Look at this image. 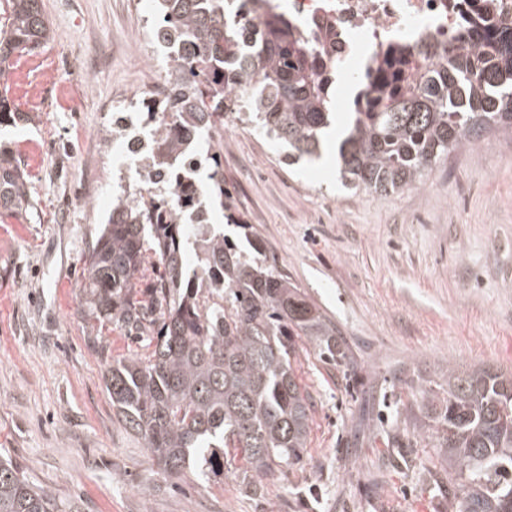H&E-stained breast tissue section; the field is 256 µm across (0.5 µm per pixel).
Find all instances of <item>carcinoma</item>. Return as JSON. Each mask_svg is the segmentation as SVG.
<instances>
[{
  "label": "carcinoma",
  "instance_id": "cac0c4a2",
  "mask_svg": "<svg viewBox=\"0 0 512 512\" xmlns=\"http://www.w3.org/2000/svg\"><path fill=\"white\" fill-rule=\"evenodd\" d=\"M155 0L152 29L167 51L162 98L131 104L137 112H171L174 124L152 126L151 161L170 165L183 134H208L201 152L209 172L181 188L185 203L224 207L217 138L224 118L251 124L288 145V164L320 156L331 125L328 104L336 56L313 47L288 18L249 14L264 0ZM471 48L448 60L411 65L387 52L336 148V167L351 190L387 195L423 184L432 167L484 132L512 129V23L479 22L493 0H470ZM11 24L0 35L2 64L32 55L48 38L42 0H10ZM0 201L21 206L25 181L0 165ZM195 267L187 271L186 256ZM81 314L108 330L143 338L144 352L105 355V387L124 424L166 472L190 459L211 466L232 449L255 477L299 458L310 429L309 395L291 358L295 338L344 364L336 327L267 261L260 243L242 251L213 225L185 224L167 193L147 186L119 191L85 256ZM149 278L142 288L140 283ZM424 432L448 463L449 512H512V371L448 365L445 385L420 391ZM0 512H67L10 459L0 460Z\"/></svg>",
  "mask_w": 512,
  "mask_h": 512
}]
</instances>
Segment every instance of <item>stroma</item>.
Listing matches in <instances>:
<instances>
[{
  "label": "stroma",
  "mask_w": 512,
  "mask_h": 512,
  "mask_svg": "<svg viewBox=\"0 0 512 512\" xmlns=\"http://www.w3.org/2000/svg\"><path fill=\"white\" fill-rule=\"evenodd\" d=\"M46 45L14 60L0 95V155L28 201L0 206V455L75 512H448V466L413 425L417 387L448 365L512 369V131L486 134L434 166L425 186L353 193L333 148L288 164L285 146L226 132L230 210L210 221L269 260L336 325L346 365L306 339L292 361L311 398L299 463L243 482L168 476L118 416L101 340L80 318L84 259L112 207L123 164L102 134L145 97L166 51L146 53L153 12L138 0H43Z\"/></svg>",
  "instance_id": "1"
}]
</instances>
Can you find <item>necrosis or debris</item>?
<instances>
[{
	"label": "necrosis or debris",
	"instance_id": "necrosis-or-debris-1",
	"mask_svg": "<svg viewBox=\"0 0 512 512\" xmlns=\"http://www.w3.org/2000/svg\"><path fill=\"white\" fill-rule=\"evenodd\" d=\"M466 0H288V18L309 43H321L325 28L336 33L339 66L369 69L388 49L409 53L420 45L430 48V60L447 58L449 49L469 46L462 19ZM123 131L118 145L133 159L126 182H140L141 167L149 161L150 142L143 120L122 112L114 121Z\"/></svg>",
	"mask_w": 512,
	"mask_h": 512
}]
</instances>
